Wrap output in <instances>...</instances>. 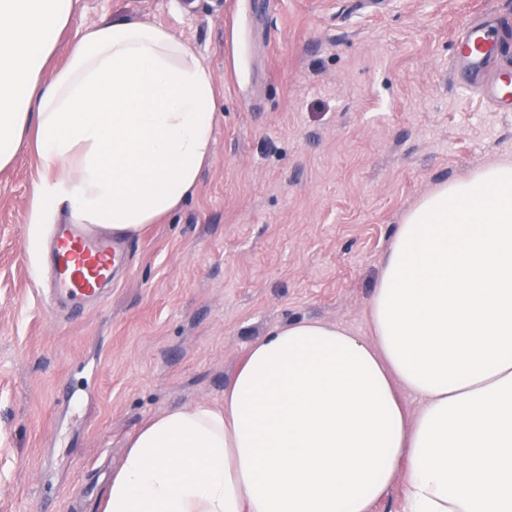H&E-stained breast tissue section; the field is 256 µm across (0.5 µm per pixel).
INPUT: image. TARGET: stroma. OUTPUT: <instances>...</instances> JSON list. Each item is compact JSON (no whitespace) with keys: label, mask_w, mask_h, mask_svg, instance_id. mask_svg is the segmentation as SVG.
<instances>
[{"label":"stroma","mask_w":512,"mask_h":512,"mask_svg":"<svg viewBox=\"0 0 512 512\" xmlns=\"http://www.w3.org/2000/svg\"><path fill=\"white\" fill-rule=\"evenodd\" d=\"M163 24L222 95L196 192L130 241L103 301L49 303L28 247L36 163L0 171V512H99L130 438L220 403L249 348L314 319L369 336L405 213L512 161V112L453 82L473 18L512 0H80Z\"/></svg>","instance_id":"obj_1"}]
</instances>
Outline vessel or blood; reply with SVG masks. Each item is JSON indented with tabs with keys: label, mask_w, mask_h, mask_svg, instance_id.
Wrapping results in <instances>:
<instances>
[{
	"label": "vessel or blood",
	"mask_w": 512,
	"mask_h": 512,
	"mask_svg": "<svg viewBox=\"0 0 512 512\" xmlns=\"http://www.w3.org/2000/svg\"><path fill=\"white\" fill-rule=\"evenodd\" d=\"M499 48L494 30L482 19L472 20L456 41L453 72L459 87H469L468 73L481 70ZM485 96L496 110L512 112V75L497 76L486 87ZM123 250V243L92 236L85 225H57L51 246L54 297L78 307L101 301Z\"/></svg>",
	"instance_id": "obj_1"
}]
</instances>
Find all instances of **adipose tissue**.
Masks as SVG:
<instances>
[{"instance_id":"obj_1","label":"adipose tissue","mask_w":512,"mask_h":512,"mask_svg":"<svg viewBox=\"0 0 512 512\" xmlns=\"http://www.w3.org/2000/svg\"><path fill=\"white\" fill-rule=\"evenodd\" d=\"M78 0H0V171L39 167L26 215L125 239L165 221L213 157L219 90L162 24L83 25ZM369 337L303 319L224 390L131 439L101 512H512V162L436 186L404 216ZM420 404L409 414L405 396Z\"/></svg>"}]
</instances>
